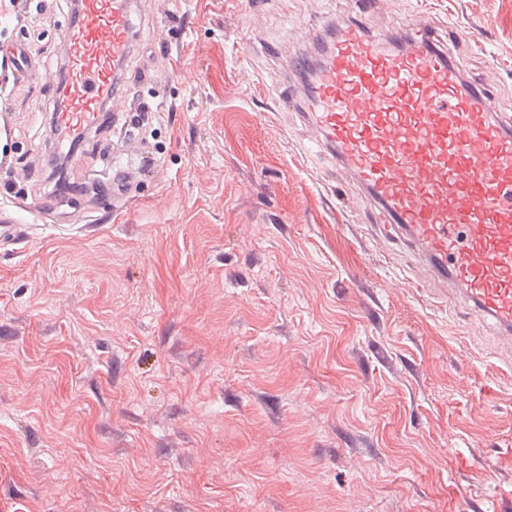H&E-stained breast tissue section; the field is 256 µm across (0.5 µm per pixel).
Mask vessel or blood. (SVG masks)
Wrapping results in <instances>:
<instances>
[{
  "label": "vessel or blood",
  "instance_id": "obj_1",
  "mask_svg": "<svg viewBox=\"0 0 512 512\" xmlns=\"http://www.w3.org/2000/svg\"><path fill=\"white\" fill-rule=\"evenodd\" d=\"M379 0H362L373 26L337 27L307 83L300 116L370 213L395 230L423 276L454 289L512 343V125L487 93L467 87L434 42L426 13L399 46ZM62 35L65 109L53 117L60 146L85 142L102 113L125 116L119 82L131 51L133 14L144 0H77ZM132 170L112 173L120 212Z\"/></svg>",
  "mask_w": 512,
  "mask_h": 512
}]
</instances>
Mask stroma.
I'll use <instances>...</instances> for the list:
<instances>
[{"label": "stroma", "mask_w": 512, "mask_h": 512, "mask_svg": "<svg viewBox=\"0 0 512 512\" xmlns=\"http://www.w3.org/2000/svg\"><path fill=\"white\" fill-rule=\"evenodd\" d=\"M469 26L512 114V0H385ZM358 0H153L136 19L138 178L48 214L57 93L0 65V512H512V359L341 211L314 134L257 81ZM66 0H0V42L58 69ZM183 77L173 75V68Z\"/></svg>", "instance_id": "stroma-1"}]
</instances>
